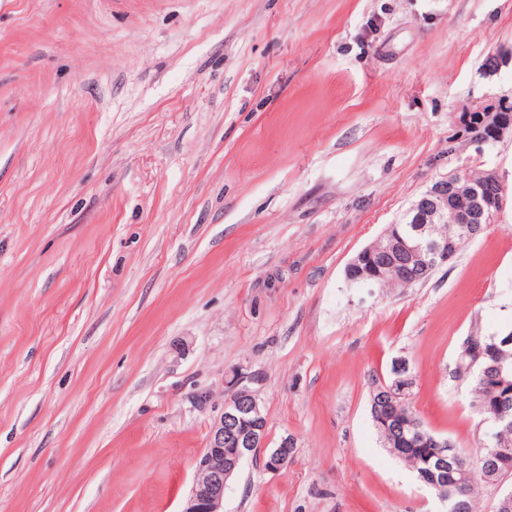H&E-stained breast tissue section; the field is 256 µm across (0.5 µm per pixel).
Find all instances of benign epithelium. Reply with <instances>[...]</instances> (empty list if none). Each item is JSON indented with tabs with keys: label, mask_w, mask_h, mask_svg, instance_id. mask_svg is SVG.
I'll use <instances>...</instances> for the list:
<instances>
[{
	"label": "benign epithelium",
	"mask_w": 512,
	"mask_h": 512,
	"mask_svg": "<svg viewBox=\"0 0 512 512\" xmlns=\"http://www.w3.org/2000/svg\"><path fill=\"white\" fill-rule=\"evenodd\" d=\"M476 135L481 143L496 142L512 131V119L499 112H489L481 119ZM494 193L485 194L486 187ZM504 186L495 173L472 170L461 178L450 177L430 187L410 208L418 226L409 239H397L385 232L386 245L381 249L382 268L399 273L408 284L428 277L436 268L447 264L456 255L457 234L476 237L483 234L504 205ZM447 238L433 237V230L443 223L447 214ZM368 249L360 251L345 269L348 283H376L379 275L363 262ZM512 346L509 335L481 338L470 336L463 344V354L471 356L469 365L484 367L495 364L498 352ZM391 382H381L372 389L376 395L375 419L383 418L380 405L396 408L408 402L413 378L404 359L395 362ZM256 373L238 372L229 381L230 396L210 428L206 446L196 458V476L183 512H224V491L228 481L251 454L266 447L267 418L256 385ZM435 445L433 463L419 473L418 479L438 492L447 503L448 512H466L467 486L475 480L498 485L512 474V448H492L484 455L465 453L450 441L432 439ZM290 439L266 456V470L278 471L289 462Z\"/></svg>",
	"instance_id": "benign-epithelium-1"
}]
</instances>
